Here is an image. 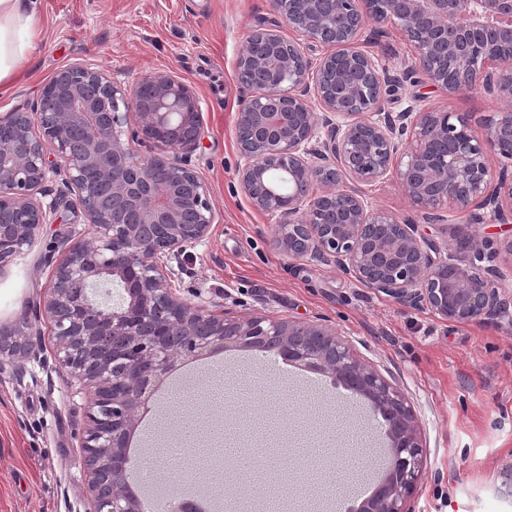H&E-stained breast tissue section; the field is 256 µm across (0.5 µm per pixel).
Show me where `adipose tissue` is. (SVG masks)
Returning a JSON list of instances; mask_svg holds the SVG:
<instances>
[{
	"instance_id": "adipose-tissue-1",
	"label": "adipose tissue",
	"mask_w": 512,
	"mask_h": 512,
	"mask_svg": "<svg viewBox=\"0 0 512 512\" xmlns=\"http://www.w3.org/2000/svg\"><path fill=\"white\" fill-rule=\"evenodd\" d=\"M42 2L0 0V89L13 84L43 35Z\"/></svg>"
}]
</instances>
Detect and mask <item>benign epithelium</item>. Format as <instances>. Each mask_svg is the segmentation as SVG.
Returning a JSON list of instances; mask_svg holds the SVG:
<instances>
[{
  "label": "benign epithelium",
  "instance_id": "obj_1",
  "mask_svg": "<svg viewBox=\"0 0 512 512\" xmlns=\"http://www.w3.org/2000/svg\"><path fill=\"white\" fill-rule=\"evenodd\" d=\"M293 36L257 27L237 61L250 92L237 122L238 187L276 219L273 245L292 260L332 266L396 303L460 323L503 318L512 289L494 261L512 265V238L460 236L453 247L412 219L374 208L361 184L391 174L424 222L451 210L463 224H512V110L481 119L414 102L405 84L450 93L480 89L512 103V0H274ZM389 24L414 50L393 75L354 49L366 24ZM313 43L331 48L312 63ZM319 110H314L310 96ZM206 137L199 99L171 72L132 86L74 63L44 87L31 112L0 117V268L31 247L57 203L37 194L64 171L94 240L62 237L52 282L36 309L52 326L54 368L83 403L79 439L89 474L84 512H138L119 466L145 405V386L185 356L270 341L306 368L355 384L391 418V466L360 512H408L426 464L408 399L353 352L342 333L265 315L226 317L184 302L173 282L189 249L210 235L208 189L189 167ZM501 163L493 172L489 157ZM119 281L129 302L103 305L80 291ZM28 324L0 326V371L37 346Z\"/></svg>",
  "mask_w": 512,
  "mask_h": 512
}]
</instances>
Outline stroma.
<instances>
[{"label":"stroma","mask_w":512,"mask_h":512,"mask_svg":"<svg viewBox=\"0 0 512 512\" xmlns=\"http://www.w3.org/2000/svg\"><path fill=\"white\" fill-rule=\"evenodd\" d=\"M277 14L272 0H44L45 35L20 65L14 86L0 91V115L29 110L63 67L82 62L124 84L157 70L173 72L199 98L208 136L190 166L209 189L217 214L209 238L193 248L176 281L189 303H208L232 316L264 314L343 332L355 351L392 379L412 403L427 467L408 500L411 512H512V323L446 321L403 307L339 271L291 261L273 246L272 222L257 213L237 185L235 126L246 92L236 63L247 38ZM389 69L410 64L404 38L388 29L377 43L359 40ZM442 112L482 118L501 103L473 90L451 94L427 83L403 97ZM49 215L32 248L0 271V323L35 317L50 281L53 245L64 234L87 238L91 226L61 177L45 184ZM443 242L473 233L504 239L497 223L420 224ZM52 343L0 372V512H82L87 477L78 448L82 414L65 378L48 362ZM224 358L223 399L202 402L207 387L194 377L164 407L156 436L164 448H207L208 469L174 467L156 476L159 488L215 489L230 512H330L308 491L307 478L335 468L345 431L359 432L362 452L348 464L337 496L352 499L357 483L380 476L388 456L384 430L368 405L343 388L311 386L292 371H268L242 352Z\"/></svg>","instance_id":"obj_1"}]
</instances>
